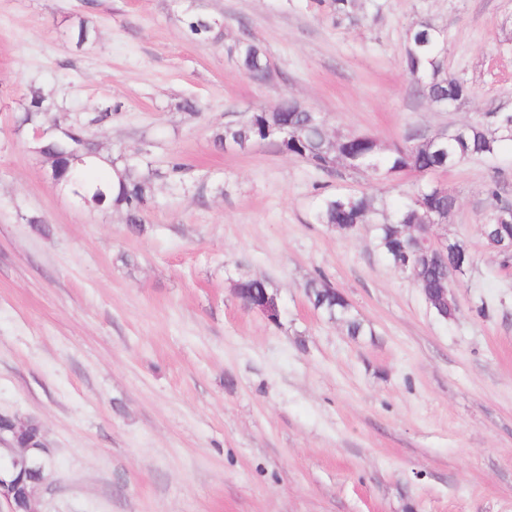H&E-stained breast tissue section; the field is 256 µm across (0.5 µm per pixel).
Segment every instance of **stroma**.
Listing matches in <instances>:
<instances>
[{"label": "stroma", "instance_id": "1", "mask_svg": "<svg viewBox=\"0 0 512 512\" xmlns=\"http://www.w3.org/2000/svg\"><path fill=\"white\" fill-rule=\"evenodd\" d=\"M360 4L339 24L313 0H0V414L42 427L52 476L36 512H512V267L482 235L488 184L512 200V143L397 178L456 197L447 233L474 265L451 320L382 256L373 224L314 219L324 197L392 206L398 191L267 142L212 145L225 122L284 99L386 149L512 110V0ZM189 9L222 21V41L190 36ZM422 20L471 86L458 106L414 92L404 53ZM245 30L269 82L227 52ZM32 88L66 123L112 106L103 152L185 165L182 183L154 181L142 235L53 182L16 123ZM241 277L274 283L278 321L233 296ZM312 278L368 334L314 310Z\"/></svg>", "mask_w": 512, "mask_h": 512}]
</instances>
